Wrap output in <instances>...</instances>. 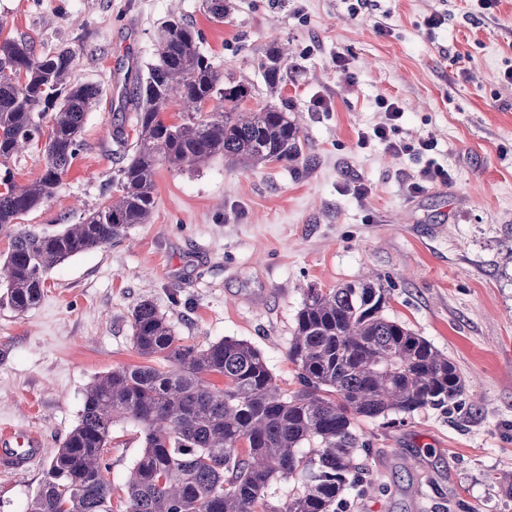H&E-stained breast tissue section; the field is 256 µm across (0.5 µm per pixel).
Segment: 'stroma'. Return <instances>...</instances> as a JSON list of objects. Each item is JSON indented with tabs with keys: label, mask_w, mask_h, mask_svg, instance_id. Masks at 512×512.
<instances>
[{
	"label": "stroma",
	"mask_w": 512,
	"mask_h": 512,
	"mask_svg": "<svg viewBox=\"0 0 512 512\" xmlns=\"http://www.w3.org/2000/svg\"><path fill=\"white\" fill-rule=\"evenodd\" d=\"M229 0L223 22L204 0H0V31L37 53H76L73 78L99 94L83 148L54 197L23 223L54 232L105 202L115 161L131 144L122 106L128 70L153 63L159 27L180 18L202 34L217 70L248 85L258 110L272 96L257 65L285 47L282 91L300 125L298 169L248 168L215 157L195 170L160 168L149 223L77 255L47 275L25 313L0 306V430L36 432L40 457L0 473V512H25L48 460L77 424L96 376L144 359L131 312L152 301L186 343L225 337L259 349L281 387H299L287 359L308 288L370 277L389 318L458 366L465 392L447 411L361 420L373 441L375 490L345 512H512V0ZM444 17L428 33L425 17ZM344 58L352 75L336 70ZM329 99L328 110L315 106ZM397 100L400 135L434 143L447 183L412 193L419 165L362 134ZM143 446L122 421L105 455L112 512Z\"/></svg>",
	"instance_id": "obj_1"
}]
</instances>
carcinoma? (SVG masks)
Wrapping results in <instances>:
<instances>
[{"label": "carcinoma", "mask_w": 512, "mask_h": 512, "mask_svg": "<svg viewBox=\"0 0 512 512\" xmlns=\"http://www.w3.org/2000/svg\"><path fill=\"white\" fill-rule=\"evenodd\" d=\"M200 44L180 19L162 27L155 62L135 74L124 99L135 109V141L108 182L112 200L49 234L18 219L55 194L82 147L98 89L71 80L73 51L43 55L23 38L0 39V236L8 239L0 253V306L28 311L53 268L149 223L163 165L182 171L222 156L299 168L300 127L288 103L240 108L248 88L217 70ZM257 64L270 93H278L288 80L282 50L268 49ZM211 99L224 108L203 111ZM173 102L181 120L168 123ZM42 139L44 172L22 184L9 162ZM386 304L385 290L370 278L308 289L287 352L301 388L289 392L248 341L188 344L152 302H141L131 314L134 346L165 367H119L87 385L80 418L26 512H112L103 458L113 426L125 420L143 432L124 482L125 512H340L347 491L358 497L371 488L359 459L372 453V443L356 432L357 420L445 411L464 391L448 356L387 317ZM212 377L223 378L224 387ZM280 476L297 486L274 503L268 487Z\"/></svg>", "instance_id": "1"}]
</instances>
